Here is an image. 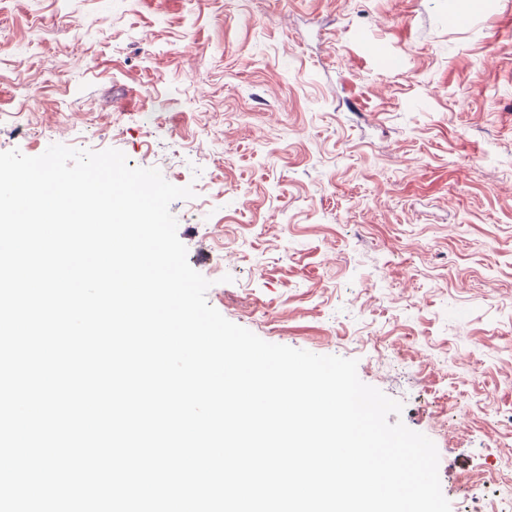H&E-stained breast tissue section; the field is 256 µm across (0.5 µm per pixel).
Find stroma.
Masks as SVG:
<instances>
[{
	"instance_id": "1",
	"label": "stroma",
	"mask_w": 512,
	"mask_h": 512,
	"mask_svg": "<svg viewBox=\"0 0 512 512\" xmlns=\"http://www.w3.org/2000/svg\"><path fill=\"white\" fill-rule=\"evenodd\" d=\"M0 0V152L115 148L207 300L357 362L451 512L512 477V0Z\"/></svg>"
}]
</instances>
